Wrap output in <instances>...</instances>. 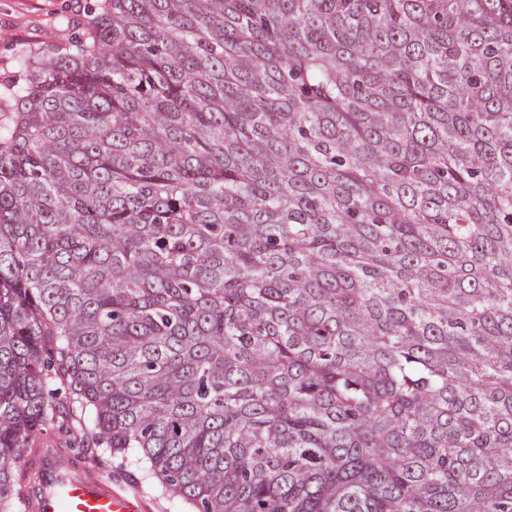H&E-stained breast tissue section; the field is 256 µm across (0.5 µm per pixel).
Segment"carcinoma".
<instances>
[{"mask_svg": "<svg viewBox=\"0 0 512 512\" xmlns=\"http://www.w3.org/2000/svg\"><path fill=\"white\" fill-rule=\"evenodd\" d=\"M0 113V512L69 399L194 512H512V0H102Z\"/></svg>", "mask_w": 512, "mask_h": 512, "instance_id": "carcinoma-1", "label": "carcinoma"}]
</instances>
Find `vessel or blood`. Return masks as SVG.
Returning a JSON list of instances; mask_svg holds the SVG:
<instances>
[{"label":"vessel or blood","instance_id":"1","mask_svg":"<svg viewBox=\"0 0 512 512\" xmlns=\"http://www.w3.org/2000/svg\"><path fill=\"white\" fill-rule=\"evenodd\" d=\"M24 462L34 475L32 512H138L131 497L114 493L111 482L78 455L48 445L27 453Z\"/></svg>","mask_w":512,"mask_h":512}]
</instances>
